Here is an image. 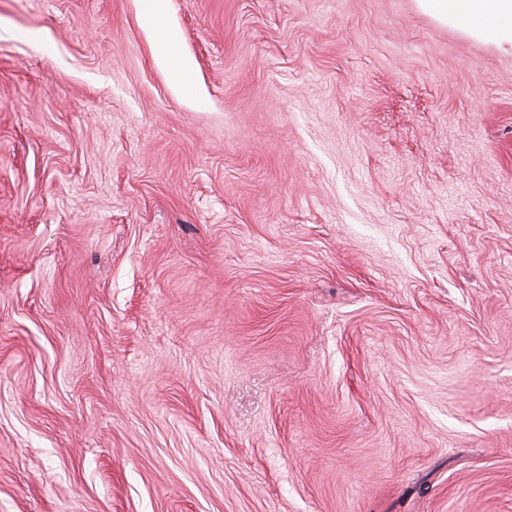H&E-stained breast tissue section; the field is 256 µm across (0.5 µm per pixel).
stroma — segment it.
I'll list each match as a JSON object with an SVG mask.
<instances>
[{
	"instance_id": "35a3bbf8",
	"label": "stroma",
	"mask_w": 512,
	"mask_h": 512,
	"mask_svg": "<svg viewBox=\"0 0 512 512\" xmlns=\"http://www.w3.org/2000/svg\"><path fill=\"white\" fill-rule=\"evenodd\" d=\"M148 8L0 0V512H512V55Z\"/></svg>"
}]
</instances>
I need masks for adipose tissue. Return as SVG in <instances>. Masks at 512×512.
Wrapping results in <instances>:
<instances>
[{"label":"adipose tissue","instance_id":"1","mask_svg":"<svg viewBox=\"0 0 512 512\" xmlns=\"http://www.w3.org/2000/svg\"><path fill=\"white\" fill-rule=\"evenodd\" d=\"M435 21L512 51V0H415Z\"/></svg>","mask_w":512,"mask_h":512}]
</instances>
